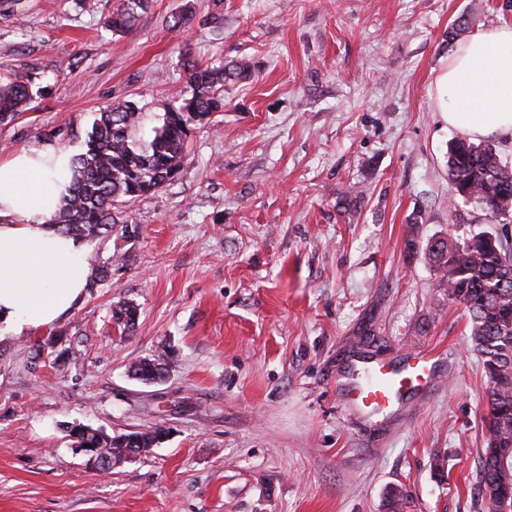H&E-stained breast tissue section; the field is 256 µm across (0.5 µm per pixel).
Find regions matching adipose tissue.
Returning <instances> with one entry per match:
<instances>
[{"label":"adipose tissue","instance_id":"1","mask_svg":"<svg viewBox=\"0 0 512 512\" xmlns=\"http://www.w3.org/2000/svg\"><path fill=\"white\" fill-rule=\"evenodd\" d=\"M436 84L449 127L475 141L512 138V26L459 44ZM74 155L48 142L0 158V327L16 335L52 327L88 286L85 242L50 224Z\"/></svg>","mask_w":512,"mask_h":512}]
</instances>
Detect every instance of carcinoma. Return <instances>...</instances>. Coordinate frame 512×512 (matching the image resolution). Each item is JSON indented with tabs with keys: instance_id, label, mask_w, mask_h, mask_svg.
<instances>
[{
	"instance_id": "cac0c4a2",
	"label": "carcinoma",
	"mask_w": 512,
	"mask_h": 512,
	"mask_svg": "<svg viewBox=\"0 0 512 512\" xmlns=\"http://www.w3.org/2000/svg\"><path fill=\"white\" fill-rule=\"evenodd\" d=\"M149 0H122L121 7L104 16L103 27L114 34L132 31ZM191 95L170 107L153 128L140 135L143 114L129 101L102 109L87 134L86 151L74 160L69 194L50 219L63 234L92 238L108 233L116 224L115 209L154 192L179 172L191 126L224 108V86L251 78L254 66L247 60L202 65L184 59ZM33 102L30 81L18 76L0 83V124L8 125ZM448 177L453 201L470 204L494 219L512 214V168L503 163L496 146L457 138L448 147ZM427 248L439 273L438 286L463 304L470 316L471 341L483 359L490 381L487 445L480 462V484L489 512H512V246L490 231L469 232L435 239ZM137 308L122 302L112 308V320L122 330L134 328ZM166 354L144 358L131 365L132 375L155 380L166 371ZM77 448L94 445L112 458H123L129 444L147 456L166 436V428L98 436L69 428Z\"/></svg>"
}]
</instances>
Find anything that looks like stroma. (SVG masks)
I'll return each instance as SVG.
<instances>
[{
  "instance_id": "1",
  "label": "stroma",
  "mask_w": 512,
  "mask_h": 512,
  "mask_svg": "<svg viewBox=\"0 0 512 512\" xmlns=\"http://www.w3.org/2000/svg\"><path fill=\"white\" fill-rule=\"evenodd\" d=\"M119 3L0 0V81L20 74L35 92L0 126V157L49 141L83 151L96 113L123 100L150 136L190 94L188 51L256 74L191 128L177 177L87 239L108 278L52 328L0 335V512H390L392 489L397 512H488L490 383L425 247L452 221L512 242V222L473 206L449 219L458 132L435 100L448 28L512 25V0H152L115 35L102 21ZM189 4L195 25L173 29ZM124 301L139 310L128 333L111 319ZM418 350L446 360L431 400L387 417L343 408L354 359ZM161 352L160 380L131 375ZM75 423L169 434L102 474Z\"/></svg>"
}]
</instances>
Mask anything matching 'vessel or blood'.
I'll list each match as a JSON object with an SVG mask.
<instances>
[{
    "label": "vessel or blood",
    "mask_w": 512,
    "mask_h": 512,
    "mask_svg": "<svg viewBox=\"0 0 512 512\" xmlns=\"http://www.w3.org/2000/svg\"><path fill=\"white\" fill-rule=\"evenodd\" d=\"M438 359L419 351L393 360L361 361L356 379L341 387L347 403L364 414L390 411L412 395H429L433 390Z\"/></svg>",
    "instance_id": "obj_1"
}]
</instances>
